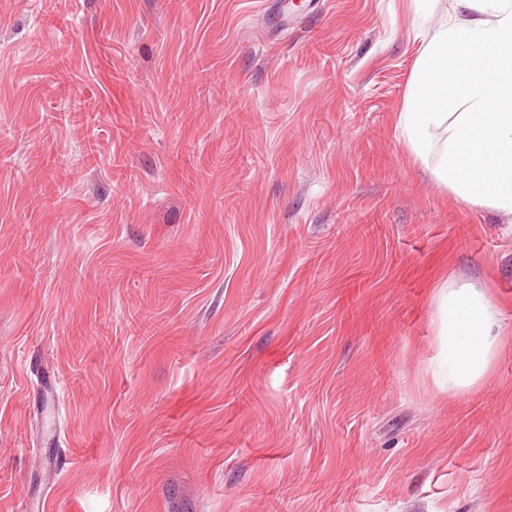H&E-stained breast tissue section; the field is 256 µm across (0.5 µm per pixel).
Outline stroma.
I'll list each match as a JSON object with an SVG mask.
<instances>
[{
  "mask_svg": "<svg viewBox=\"0 0 512 512\" xmlns=\"http://www.w3.org/2000/svg\"><path fill=\"white\" fill-rule=\"evenodd\" d=\"M452 6L0 0V512H512V221L399 127ZM437 311L440 358L448 365L440 386L448 384V392H468L482 383L495 359L501 314L473 283L443 288Z\"/></svg>",
  "mask_w": 512,
  "mask_h": 512,
  "instance_id": "35a3bbf8",
  "label": "stroma"
}]
</instances>
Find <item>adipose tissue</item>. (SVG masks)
I'll list each match as a JSON object with an SVG mask.
<instances>
[{"label": "adipose tissue", "instance_id": "1", "mask_svg": "<svg viewBox=\"0 0 512 512\" xmlns=\"http://www.w3.org/2000/svg\"><path fill=\"white\" fill-rule=\"evenodd\" d=\"M454 3L417 61L399 125L414 159L457 197L512 217V0ZM437 319L449 391L478 387L499 347V310L463 283L442 289Z\"/></svg>", "mask_w": 512, "mask_h": 512}]
</instances>
